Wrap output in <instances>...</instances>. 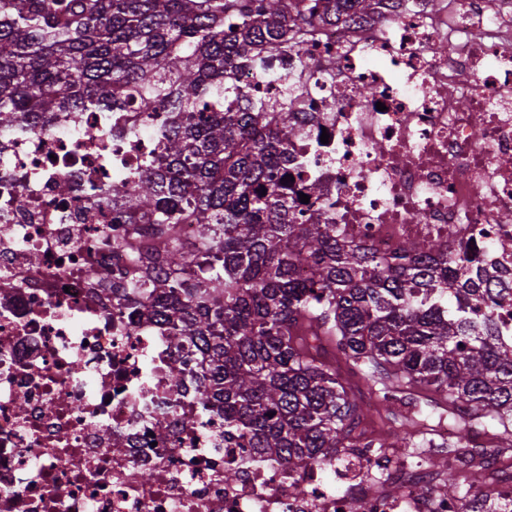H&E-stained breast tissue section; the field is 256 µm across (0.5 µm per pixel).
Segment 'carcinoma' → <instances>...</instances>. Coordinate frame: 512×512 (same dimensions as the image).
Returning a JSON list of instances; mask_svg holds the SVG:
<instances>
[{"mask_svg": "<svg viewBox=\"0 0 512 512\" xmlns=\"http://www.w3.org/2000/svg\"><path fill=\"white\" fill-rule=\"evenodd\" d=\"M374 3L0 0V126L32 132L59 112L128 104L173 113L132 217L169 239L181 207L201 247L131 245L141 277L132 298L113 290L119 304L197 349L198 394L252 453L325 469L348 448H447L433 468L454 500L485 485L461 453L486 423L512 448V343L498 338L485 271L441 237L385 255L339 224L303 223L284 181L296 88L284 78L266 100L236 82ZM354 377L380 386L389 434L364 428ZM425 406L452 435L436 441Z\"/></svg>", "mask_w": 512, "mask_h": 512, "instance_id": "obj_1", "label": "carcinoma"}]
</instances>
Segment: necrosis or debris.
Returning a JSON list of instances; mask_svg holds the SVG:
<instances>
[{
    "label": "necrosis or debris",
    "mask_w": 512,
    "mask_h": 512,
    "mask_svg": "<svg viewBox=\"0 0 512 512\" xmlns=\"http://www.w3.org/2000/svg\"><path fill=\"white\" fill-rule=\"evenodd\" d=\"M271 70L238 80L272 95L286 74L300 88L289 193L321 184L297 205L308 223L384 253L434 236L465 246L504 276L494 308L512 343V0H382L373 20L323 26ZM166 120L64 112L26 136L0 129V512H353L372 468L370 512H469L437 487L394 489L398 461L378 453L326 472L249 454L201 404L198 352L92 278L137 277L128 246L151 226L99 191L135 180Z\"/></svg>",
    "instance_id": "necrosis-or-debris-1"
}]
</instances>
